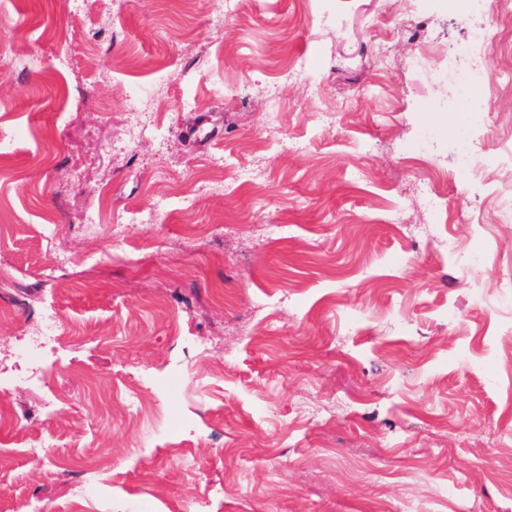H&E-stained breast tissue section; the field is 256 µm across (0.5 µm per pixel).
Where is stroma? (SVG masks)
<instances>
[{
    "label": "stroma",
    "mask_w": 512,
    "mask_h": 512,
    "mask_svg": "<svg viewBox=\"0 0 512 512\" xmlns=\"http://www.w3.org/2000/svg\"><path fill=\"white\" fill-rule=\"evenodd\" d=\"M481 22L492 151L512 141V13ZM468 29L440 0H0V306L22 303L0 321L19 420L1 499L512 512V223L462 194L445 111ZM200 112L221 141L180 135ZM46 249L64 259L44 281ZM49 305L67 336L51 415L7 357ZM134 383L156 424L133 426ZM93 457L115 468L80 470L112 482L86 502L70 470Z\"/></svg>",
    "instance_id": "1"
}]
</instances>
